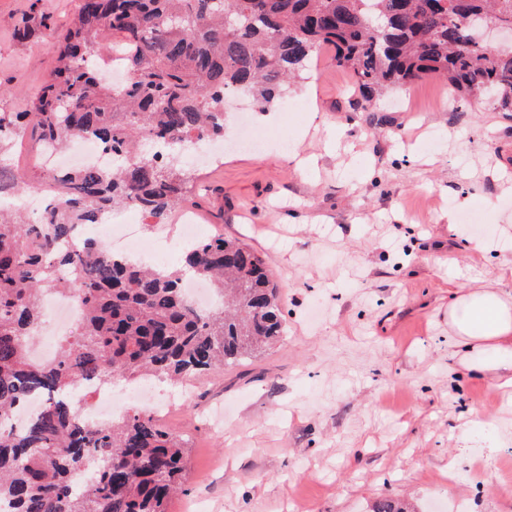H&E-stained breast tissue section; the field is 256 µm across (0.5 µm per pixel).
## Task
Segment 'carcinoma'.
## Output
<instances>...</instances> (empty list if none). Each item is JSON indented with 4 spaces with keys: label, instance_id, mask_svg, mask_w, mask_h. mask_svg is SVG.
<instances>
[{
    "label": "carcinoma",
    "instance_id": "obj_1",
    "mask_svg": "<svg viewBox=\"0 0 512 512\" xmlns=\"http://www.w3.org/2000/svg\"><path fill=\"white\" fill-rule=\"evenodd\" d=\"M512 26V0H78L57 65L24 112L3 109L0 156L15 134L64 151L90 134L113 165L31 172L51 199L30 220L0 209V505L10 512H167L182 485L186 441L133 410L97 426L50 400L20 426L12 415L77 379L111 383L199 376L237 366L284 335V304L261 255L222 235L186 249L185 268L133 262L102 245L69 250L76 226L135 207L166 224L193 183L187 147L224 138V94L240 91L268 112L288 99L321 48H335L362 99L426 75L465 104L512 112V45L487 50L474 22ZM112 31V43L101 38ZM129 53L121 89L99 78L110 47ZM223 295L201 311L187 275ZM76 291L80 332L34 364L28 340L42 328L41 297ZM84 471L82 491L72 477ZM371 512H412L391 499Z\"/></svg>",
    "mask_w": 512,
    "mask_h": 512
}]
</instances>
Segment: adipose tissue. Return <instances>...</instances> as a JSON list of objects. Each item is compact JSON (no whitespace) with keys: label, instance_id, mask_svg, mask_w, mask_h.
<instances>
[{"label":"adipose tissue","instance_id":"adipose-tissue-1","mask_svg":"<svg viewBox=\"0 0 512 512\" xmlns=\"http://www.w3.org/2000/svg\"><path fill=\"white\" fill-rule=\"evenodd\" d=\"M448 329L466 347L468 369L512 386V299L492 290L464 293L448 307Z\"/></svg>","mask_w":512,"mask_h":512}]
</instances>
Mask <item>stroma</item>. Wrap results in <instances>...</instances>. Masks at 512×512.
I'll return each instance as SVG.
<instances>
[{
    "instance_id": "stroma-1",
    "label": "stroma",
    "mask_w": 512,
    "mask_h": 512,
    "mask_svg": "<svg viewBox=\"0 0 512 512\" xmlns=\"http://www.w3.org/2000/svg\"><path fill=\"white\" fill-rule=\"evenodd\" d=\"M71 0H0V85L23 110ZM324 47L288 98L249 122L288 147L225 152L193 211L273 270L286 334L195 378L161 422L188 441L184 491L207 512H512V388L448 340L453 295L512 296V116L461 106L428 77L365 103Z\"/></svg>"
}]
</instances>
